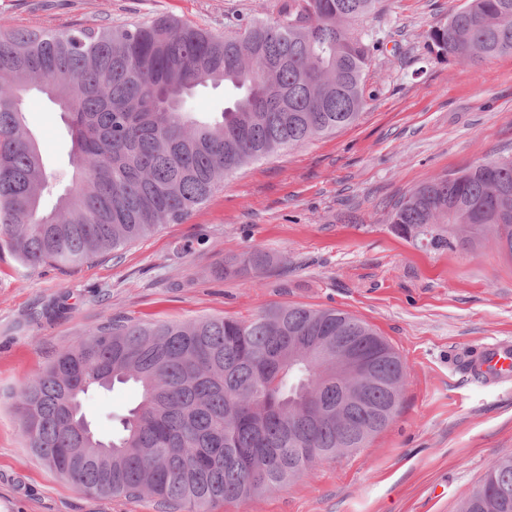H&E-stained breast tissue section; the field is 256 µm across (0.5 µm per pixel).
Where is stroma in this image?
<instances>
[{"instance_id":"1","label":"stroma","mask_w":512,"mask_h":512,"mask_svg":"<svg viewBox=\"0 0 512 512\" xmlns=\"http://www.w3.org/2000/svg\"><path fill=\"white\" fill-rule=\"evenodd\" d=\"M465 0H379L378 32L360 121L244 166L192 215L80 266L30 269L0 250V512H162L149 496L85 494L31 452L15 396L75 336L109 320L247 319L298 305L370 324L405 369L400 405L364 448L318 461L312 477L212 512H457L500 458L512 456V378L469 383L464 364L512 340V256L494 237L442 252L397 236L394 204L436 176L512 154V53L443 59L429 32ZM278 0H0V20L64 29L175 17L221 34L276 17ZM48 172L53 207L67 187L69 137L59 106L24 102ZM270 254L262 276L224 262ZM139 399L135 384L84 402L108 435Z\"/></svg>"}]
</instances>
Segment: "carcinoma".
Segmentation results:
<instances>
[{
    "mask_svg": "<svg viewBox=\"0 0 512 512\" xmlns=\"http://www.w3.org/2000/svg\"><path fill=\"white\" fill-rule=\"evenodd\" d=\"M378 0H281L277 17L215 35L174 17L134 24L15 30L0 25V249L27 267L79 265L180 223L247 164L356 124L379 46L353 26ZM439 57L474 62L512 52V0H467L432 27ZM239 95L203 123L187 106L198 87ZM37 89L65 116L71 183L44 208L48 185L23 95ZM392 229L433 250L470 249L492 232L512 255V156L414 188ZM273 258L244 252L230 265L260 276ZM373 356L381 380L404 377L393 347L348 313L273 306L248 320L107 323L77 336L16 404L32 451L81 492L151 496L211 512L314 474V464L365 445L367 412L320 411L336 386L289 360L318 362L336 379V346ZM133 382L140 399L107 438H85L83 398ZM458 512H512V456L496 461Z\"/></svg>",
    "mask_w": 512,
    "mask_h": 512,
    "instance_id": "cac0c4a2",
    "label": "carcinoma"
}]
</instances>
